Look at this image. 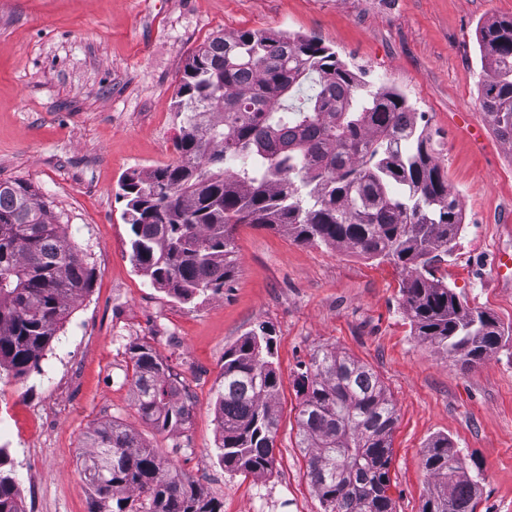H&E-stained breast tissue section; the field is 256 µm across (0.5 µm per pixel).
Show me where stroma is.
I'll return each instance as SVG.
<instances>
[{
  "label": "stroma",
  "instance_id": "35a3bbf8",
  "mask_svg": "<svg viewBox=\"0 0 512 512\" xmlns=\"http://www.w3.org/2000/svg\"><path fill=\"white\" fill-rule=\"evenodd\" d=\"M512 0H0V179L37 188L93 268L38 370L0 381L1 468L25 512H89L86 436L116 420L161 449L223 512H323L297 446L296 378L330 348L373 369L398 420L389 466L393 512H422L429 441L449 437L480 481L475 512H512V344L467 367L416 336L399 267L257 224L234 231L236 268L222 295L181 303L136 272L118 182L170 163L172 109L189 55L220 32L312 36L369 85L401 91L438 150L462 210L453 253L433 271L469 307L512 326V287L493 253L512 255V148L480 109L478 27ZM280 376L272 469L218 462L224 352L258 326ZM148 341L193 395L176 433L145 424L131 394L129 348Z\"/></svg>",
  "mask_w": 512,
  "mask_h": 512
}]
</instances>
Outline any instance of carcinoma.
I'll use <instances>...</instances> for the list:
<instances>
[{"label": "carcinoma", "instance_id": "cac0c4a2", "mask_svg": "<svg viewBox=\"0 0 512 512\" xmlns=\"http://www.w3.org/2000/svg\"><path fill=\"white\" fill-rule=\"evenodd\" d=\"M480 104L512 148V17L479 27ZM175 103L174 163L125 175L122 218L132 266L182 302L224 294L238 224L277 227L390 261L414 332L473 366L500 348L493 314L463 306L423 270L453 251L462 213L397 92L363 84L315 38L261 30L216 34L187 59ZM92 268L34 188L0 179V372L23 377L91 286ZM260 326L224 351L216 417L220 464L255 477L273 466L279 376ZM133 400L155 429H186L180 381L146 343L130 347ZM298 445L323 512H392L397 409L367 365L319 349L296 379ZM90 512H221L222 505L118 421L88 435ZM435 479L422 512H474L477 478L446 436L428 443ZM0 512H23L0 474Z\"/></svg>", "mask_w": 512, "mask_h": 512}]
</instances>
